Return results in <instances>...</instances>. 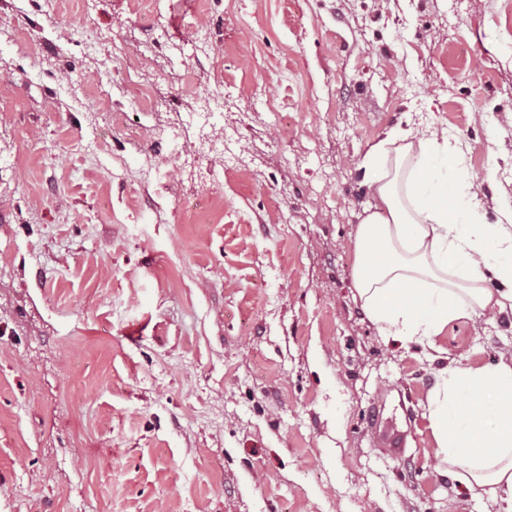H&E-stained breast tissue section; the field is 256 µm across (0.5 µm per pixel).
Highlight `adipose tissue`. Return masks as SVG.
Here are the masks:
<instances>
[{
  "instance_id": "ef3b65f1",
  "label": "adipose tissue",
  "mask_w": 512,
  "mask_h": 512,
  "mask_svg": "<svg viewBox=\"0 0 512 512\" xmlns=\"http://www.w3.org/2000/svg\"><path fill=\"white\" fill-rule=\"evenodd\" d=\"M461 163L401 131L364 158L376 204L355 234L356 288L381 335L431 343L453 320L512 310V211L481 223ZM428 402L437 457L512 512V361L443 367Z\"/></svg>"
}]
</instances>
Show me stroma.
<instances>
[{"mask_svg": "<svg viewBox=\"0 0 512 512\" xmlns=\"http://www.w3.org/2000/svg\"><path fill=\"white\" fill-rule=\"evenodd\" d=\"M434 128L500 223L512 0H0V512H498L427 396L512 317L355 287L364 157Z\"/></svg>", "mask_w": 512, "mask_h": 512, "instance_id": "1", "label": "stroma"}]
</instances>
